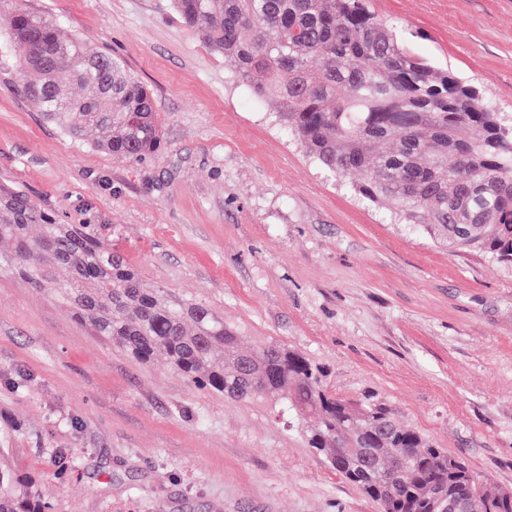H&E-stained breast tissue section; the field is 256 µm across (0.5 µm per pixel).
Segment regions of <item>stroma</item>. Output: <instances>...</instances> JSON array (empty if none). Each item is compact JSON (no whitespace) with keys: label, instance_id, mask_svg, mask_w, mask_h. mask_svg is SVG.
Here are the masks:
<instances>
[{"label":"stroma","instance_id":"35a3bbf8","mask_svg":"<svg viewBox=\"0 0 512 512\" xmlns=\"http://www.w3.org/2000/svg\"><path fill=\"white\" fill-rule=\"evenodd\" d=\"M121 57L162 128L130 161L75 140L21 90L0 37V184L62 224L93 225L141 274L210 306L249 351L277 343L336 398L373 395L512 490V266L394 222L322 170L170 0H23ZM419 56L512 117V0H369ZM299 407L142 364L0 268V431L54 512H376L310 448Z\"/></svg>","mask_w":512,"mask_h":512}]
</instances>
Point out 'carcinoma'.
Masks as SVG:
<instances>
[{"mask_svg": "<svg viewBox=\"0 0 512 512\" xmlns=\"http://www.w3.org/2000/svg\"><path fill=\"white\" fill-rule=\"evenodd\" d=\"M173 4L255 99L282 102L279 121L355 195L439 244L512 265V121L477 87L414 54L365 0ZM0 28L25 47L22 90L47 119L77 139L94 133L95 146L128 160L160 148L153 98L120 57L61 36L56 22L18 5L0 10ZM463 126L472 138L457 137ZM371 141L389 148L372 156ZM3 240L14 245L8 266L139 362L162 357L189 384L229 398L298 403L315 419L309 447L379 512H433L435 482L470 494L478 512H512L511 491H484L464 462L384 404L336 398L318 366L283 346L240 350L237 332L212 308L141 288L91 225L60 224L22 190L1 185ZM398 453L410 458L399 476L391 472ZM0 512H53L40 479L1 457Z\"/></svg>", "mask_w": 512, "mask_h": 512, "instance_id": "1", "label": "carcinoma"}]
</instances>
